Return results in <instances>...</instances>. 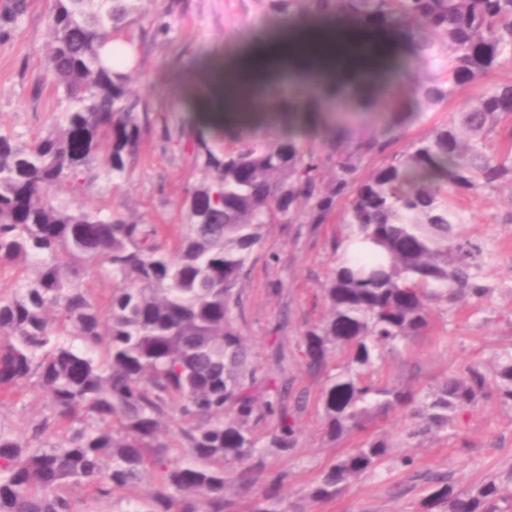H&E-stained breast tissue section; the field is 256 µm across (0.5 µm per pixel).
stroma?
Masks as SVG:
<instances>
[{
	"label": "stroma",
	"mask_w": 512,
	"mask_h": 512,
	"mask_svg": "<svg viewBox=\"0 0 512 512\" xmlns=\"http://www.w3.org/2000/svg\"><path fill=\"white\" fill-rule=\"evenodd\" d=\"M52 0H34L9 39L0 40V131L27 142L52 125L61 107L45 81L50 33L47 14ZM263 0H145L129 29L136 50L134 92L148 101L154 122L142 133L137 158L121 187L97 179L85 184L79 199L90 208H118L142 224L166 227L163 240L173 244L186 222L183 201L202 178L192 152L193 132L207 122L192 121L183 100L202 90L203 67L228 54L244 53L262 34H269ZM426 71L382 87L370 100L351 89L338 95L328 127L350 124L349 144L381 136L391 115L388 105L408 109L413 88ZM474 94L463 88L447 105L406 119L396 129L391 152L455 119ZM347 200L324 224H270L249 260L236 325L259 364L275 379H287L290 393H307L299 414L300 440L294 451L268 457L269 468L288 474L283 496L288 512H419L431 475L448 476L456 486L478 484L492 470L512 463V407L480 404L465 413L458 428L412 442L405 454L412 469H384L349 487L333 503H314L307 490L318 470L349 441L329 442L317 397L323 378L309 375L299 359L306 324L325 313L320 288L336 265L337 240L349 233L343 222ZM462 222L457 233L480 243L487 252L482 273L497 291L491 301L453 303L448 314H433V325L408 345L385 352L374 378L393 387L415 389L437 385L463 366L485 362L512 345V185L479 189L460 196ZM48 397L23 386L0 401V426L26 439L31 425L46 413ZM468 451H459L460 441Z\"/></svg>",
	"instance_id": "obj_1"
}]
</instances>
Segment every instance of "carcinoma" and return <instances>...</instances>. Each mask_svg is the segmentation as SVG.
<instances>
[{
    "instance_id": "obj_1",
    "label": "carcinoma",
    "mask_w": 512,
    "mask_h": 512,
    "mask_svg": "<svg viewBox=\"0 0 512 512\" xmlns=\"http://www.w3.org/2000/svg\"><path fill=\"white\" fill-rule=\"evenodd\" d=\"M137 2L53 0L48 71L65 110L23 145L0 132V270L35 268L0 293V399L26 383L49 398L26 442L0 428V512H79L74 486L92 499L126 490L125 512H235V487L254 491L248 512H288L279 494L286 473L266 470L265 458L297 447L307 396L289 395L252 359L235 312L265 226L323 224L343 198V223L369 250L331 271L321 288L327 315L307 325L301 343L305 369L325 376L318 405L329 440L403 411L407 441L454 427L482 401L511 405L512 346L428 389L389 387L372 373L383 350L430 328L433 305L489 301L496 291L479 275L482 246L454 233L453 198L512 183V126L502 125L512 81L481 90L457 120L361 182L362 155L385 153L391 140L338 150L336 177L324 183L295 129L268 142L242 128L237 144L223 147L200 135L203 177L169 246L160 225L78 199L86 179L127 178L152 124L128 69L102 59ZM30 6L0 0V36ZM265 10L282 24L346 15L405 35V69L433 71L414 92L428 109L512 58V0H265ZM491 136L498 154L487 152ZM90 274L112 283L103 308L83 288ZM393 447L382 434L366 436L318 471L308 497L334 501L386 461L412 467ZM147 476L154 488L142 495ZM422 503V512H512V465L466 490L435 478Z\"/></svg>"
}]
</instances>
